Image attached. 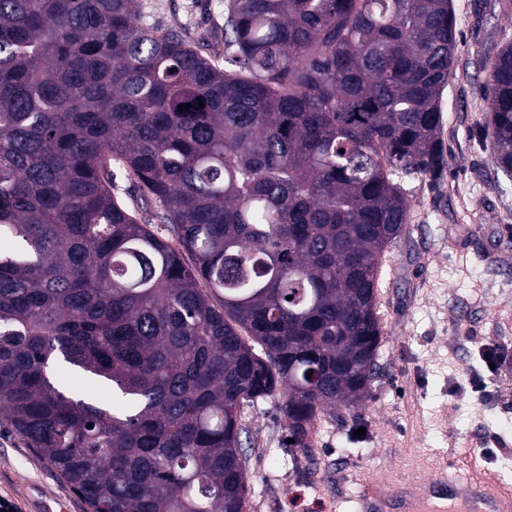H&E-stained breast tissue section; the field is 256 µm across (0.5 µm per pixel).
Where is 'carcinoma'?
<instances>
[{"label": "carcinoma", "mask_w": 512, "mask_h": 512, "mask_svg": "<svg viewBox=\"0 0 512 512\" xmlns=\"http://www.w3.org/2000/svg\"><path fill=\"white\" fill-rule=\"evenodd\" d=\"M458 43L452 0H224L219 38L0 0V418L89 512H246L244 405L306 451L368 398ZM483 65L512 176V41Z\"/></svg>", "instance_id": "cac0c4a2"}]
</instances>
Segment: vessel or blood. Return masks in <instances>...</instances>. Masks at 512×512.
Masks as SVG:
<instances>
[{"mask_svg": "<svg viewBox=\"0 0 512 512\" xmlns=\"http://www.w3.org/2000/svg\"><path fill=\"white\" fill-rule=\"evenodd\" d=\"M358 504L359 512H512V485L451 460L419 483L367 484Z\"/></svg>", "mask_w": 512, "mask_h": 512, "instance_id": "b4317fda", "label": "vessel or blood"}]
</instances>
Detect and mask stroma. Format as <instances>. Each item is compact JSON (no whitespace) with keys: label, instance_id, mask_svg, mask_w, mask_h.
Returning a JSON list of instances; mask_svg holds the SVG:
<instances>
[{"label":"stroma","instance_id":"1","mask_svg":"<svg viewBox=\"0 0 512 512\" xmlns=\"http://www.w3.org/2000/svg\"><path fill=\"white\" fill-rule=\"evenodd\" d=\"M163 25L224 23V0H138ZM461 33L442 98L448 167L439 188L409 183L410 218L383 259L380 376L355 412L318 419L309 452L285 444L281 394L244 408L247 512H355L364 485L420 481L447 458L481 455L512 482V360L488 372L485 346L512 353V179L492 161L481 57L512 40V0H453ZM365 429L352 440L354 422ZM41 489L89 512L7 427L0 426V497L31 512Z\"/></svg>","mask_w":512,"mask_h":512}]
</instances>
